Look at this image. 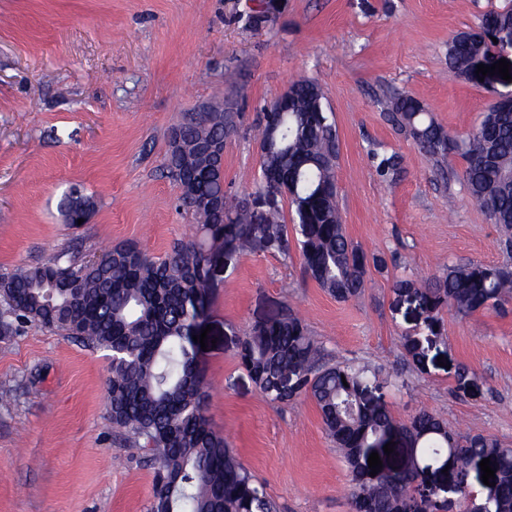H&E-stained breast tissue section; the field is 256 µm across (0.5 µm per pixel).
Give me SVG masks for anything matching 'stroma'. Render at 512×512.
<instances>
[{
	"instance_id": "obj_1",
	"label": "stroma",
	"mask_w": 512,
	"mask_h": 512,
	"mask_svg": "<svg viewBox=\"0 0 512 512\" xmlns=\"http://www.w3.org/2000/svg\"><path fill=\"white\" fill-rule=\"evenodd\" d=\"M511 2L282 0L257 29L249 0H0V274L123 243L165 258L195 224L163 166L172 128L224 104L236 115L224 190L257 194V116L294 79L312 80L339 136L346 233L387 267L340 301L300 255L215 250L204 319L215 346L198 354L212 427L279 512H352L347 463L314 401H268L237 357L253 327L292 314L335 360L379 369L396 421L427 409L512 446V309L446 310L435 325L420 294L394 288L461 262L512 265V239L469 198L461 155L437 170L387 119L407 93L462 138L512 96V80L477 83L448 62L454 35ZM392 154L401 169L389 180L377 164ZM74 188L93 203L81 225L58 210ZM408 336L420 360L406 357ZM108 369L105 351L35 322L0 337V512H148L153 465L112 424Z\"/></svg>"
}]
</instances>
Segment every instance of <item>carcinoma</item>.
Listing matches in <instances>:
<instances>
[{"instance_id":"carcinoma-1","label":"carcinoma","mask_w":512,"mask_h":512,"mask_svg":"<svg viewBox=\"0 0 512 512\" xmlns=\"http://www.w3.org/2000/svg\"><path fill=\"white\" fill-rule=\"evenodd\" d=\"M484 30L461 32L448 44V62L464 77L470 59L488 54ZM294 108L277 115V126L261 120L260 138L270 140L261 171L274 181L296 171L290 203L294 234L305 271L340 301L360 296L369 266L385 261L354 244L345 234L335 168L339 156L336 126L325 105L315 109L318 85L291 82ZM410 95L391 101L388 120L408 132L421 152L443 169L459 154L466 162L465 183L472 201L491 223L512 230V112L488 109L478 129L463 141L452 138ZM234 128L230 112L214 114L207 125L185 124L171 140L165 168L183 187L185 208L224 191L218 160L197 150L198 143L221 139ZM198 236L179 240L163 259L153 260L134 244L112 247L99 260L68 257L0 276V297L17 319L65 331L108 352L107 405L112 425L143 440L154 466L150 512H277L263 487L216 433L204 405V371L189 335L201 294L208 292L210 254L219 246L234 253L265 251L289 255L287 225L280 211L263 224L251 223L246 208L224 199V210H195ZM395 290L422 287L429 312L443 308L470 314L502 308L512 301V270L470 262L453 266L434 281H395ZM266 398L292 402L311 397L322 422L344 456L353 484L354 512H408L413 484L426 466L457 467L490 459L495 485L468 489L466 512H512V448L483 435H462L442 417L421 411L398 424L382 403L360 399L370 387L363 370L333 362L317 346L299 318L255 326L238 352ZM387 432L404 437L418 456L410 470L370 476L362 453Z\"/></svg>"}]
</instances>
